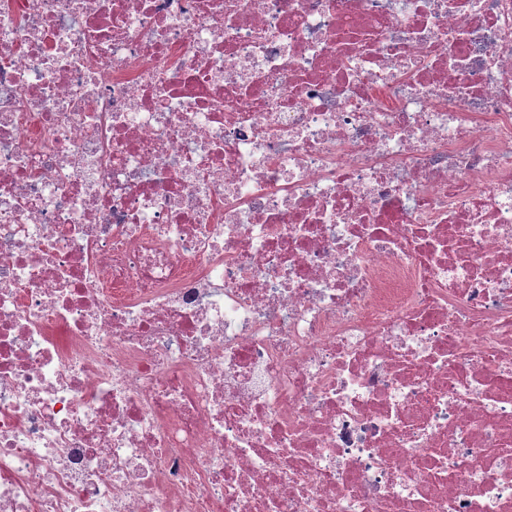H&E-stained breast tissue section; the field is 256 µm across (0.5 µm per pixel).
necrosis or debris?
Returning <instances> with one entry per match:
<instances>
[{
	"label": "necrosis or debris",
	"mask_w": 512,
	"mask_h": 512,
	"mask_svg": "<svg viewBox=\"0 0 512 512\" xmlns=\"http://www.w3.org/2000/svg\"><path fill=\"white\" fill-rule=\"evenodd\" d=\"M0 512H512V0H0Z\"/></svg>",
	"instance_id": "1"
}]
</instances>
